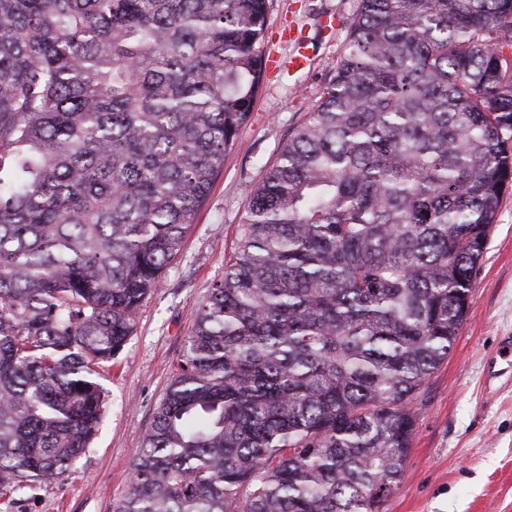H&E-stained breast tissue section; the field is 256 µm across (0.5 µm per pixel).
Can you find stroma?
I'll return each mask as SVG.
<instances>
[{
  "instance_id": "1",
  "label": "stroma",
  "mask_w": 512,
  "mask_h": 512,
  "mask_svg": "<svg viewBox=\"0 0 512 512\" xmlns=\"http://www.w3.org/2000/svg\"><path fill=\"white\" fill-rule=\"evenodd\" d=\"M356 0H266V67L250 115L194 217L181 252L142 303L134 335L102 364L104 413L84 455L62 479L0 495V512H112L171 382L198 310L224 277V258L266 169L289 132L336 74ZM336 18L320 28L322 16ZM313 47L309 67L288 57L297 36ZM512 342V189L504 194L462 328L447 360L418 396V422L388 512H512V367L496 359Z\"/></svg>"
}]
</instances>
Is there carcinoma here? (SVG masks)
<instances>
[{
    "instance_id": "1",
    "label": "carcinoma",
    "mask_w": 512,
    "mask_h": 512,
    "mask_svg": "<svg viewBox=\"0 0 512 512\" xmlns=\"http://www.w3.org/2000/svg\"><path fill=\"white\" fill-rule=\"evenodd\" d=\"M264 32L265 0H0V495L89 446ZM507 48L512 0H357L115 512H386L512 186Z\"/></svg>"
}]
</instances>
